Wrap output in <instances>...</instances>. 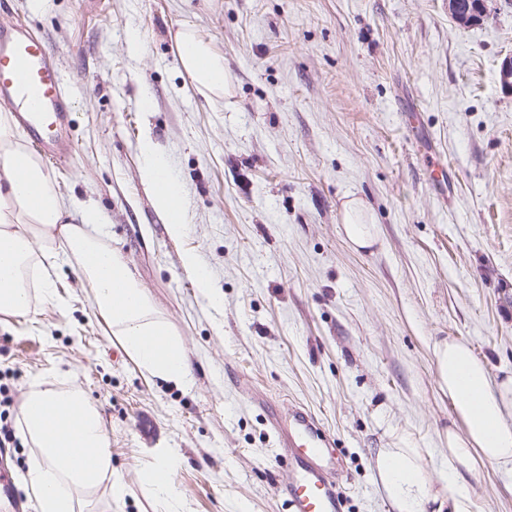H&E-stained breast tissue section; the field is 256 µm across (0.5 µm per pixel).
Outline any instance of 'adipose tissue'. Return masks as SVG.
<instances>
[{"instance_id": "adipose-tissue-1", "label": "adipose tissue", "mask_w": 512, "mask_h": 512, "mask_svg": "<svg viewBox=\"0 0 512 512\" xmlns=\"http://www.w3.org/2000/svg\"><path fill=\"white\" fill-rule=\"evenodd\" d=\"M183 69L198 90L221 95L229 83L224 57L195 30L178 41ZM141 175L156 208L173 235L187 222L180 187L152 140L139 146ZM66 205L41 158L15 138L8 113L0 114V314H27L35 297L51 298V251H36L34 240L53 243L63 237V260L86 283L93 311L111 328L125 353L149 376L181 384L190 381L192 365L182 339L155 309L124 256L89 232L98 223L86 210L81 223L64 221ZM344 230L358 248L373 246L376 228L357 198L343 206ZM439 389L447 394L457 426L449 427L448 479L453 490L434 489L423 464L422 449L410 440L375 451L378 481L393 512H471L461 472L512 461V425L504 415L512 408V378L492 380L486 361L453 337L432 347ZM22 434L37 450L29 483L38 512H78L80 499L109 488L121 496L123 486L112 472L110 437L99 407L77 385L32 383L19 406Z\"/></svg>"}]
</instances>
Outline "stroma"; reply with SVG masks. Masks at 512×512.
<instances>
[{"instance_id": "stroma-1", "label": "stroma", "mask_w": 512, "mask_h": 512, "mask_svg": "<svg viewBox=\"0 0 512 512\" xmlns=\"http://www.w3.org/2000/svg\"><path fill=\"white\" fill-rule=\"evenodd\" d=\"M58 51L74 102L70 156L46 163L67 208L124 256L194 365L185 386L147 376L57 264L54 297L0 315V388L79 385L103 412L125 491L80 512H158L141 473L175 457L177 512H285L275 429L299 404L336 456L345 512H391L373 451L410 438L434 484L453 420L432 346L454 336L512 376V0L462 25L448 0H0ZM193 26L231 89L182 69ZM149 98L142 109L141 98ZM151 139L182 188L172 235L141 178ZM448 181L430 184L431 161ZM362 198L378 241L356 249L342 204ZM197 254L212 306L183 259ZM472 512H512V463L459 478Z\"/></svg>"}]
</instances>
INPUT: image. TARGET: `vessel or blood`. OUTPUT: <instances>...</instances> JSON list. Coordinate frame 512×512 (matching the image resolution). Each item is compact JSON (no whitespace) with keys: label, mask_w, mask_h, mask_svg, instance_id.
<instances>
[{"label":"vessel or blood","mask_w":512,"mask_h":512,"mask_svg":"<svg viewBox=\"0 0 512 512\" xmlns=\"http://www.w3.org/2000/svg\"><path fill=\"white\" fill-rule=\"evenodd\" d=\"M56 50L23 21L0 30V102L12 106L35 147L60 162L59 136L73 101L55 65ZM292 473L284 488L287 512H343L336 465L328 461L317 418L289 406L276 420Z\"/></svg>","instance_id":"1"}]
</instances>
